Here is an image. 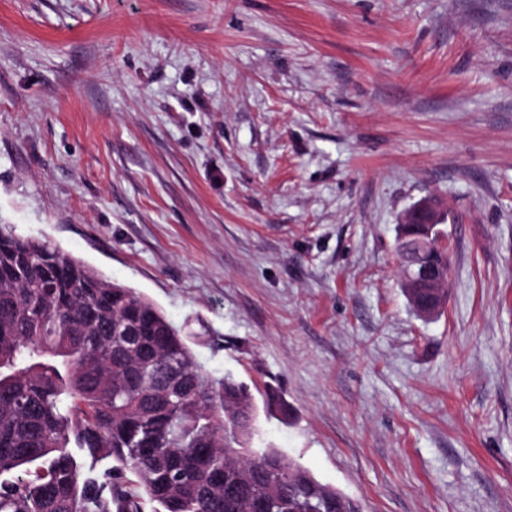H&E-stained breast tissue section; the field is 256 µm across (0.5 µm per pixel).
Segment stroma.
Returning a JSON list of instances; mask_svg holds the SVG:
<instances>
[{
	"mask_svg": "<svg viewBox=\"0 0 512 512\" xmlns=\"http://www.w3.org/2000/svg\"><path fill=\"white\" fill-rule=\"evenodd\" d=\"M0 226L276 387L253 448L364 512H512V0H0ZM445 209L439 208L429 202H420L409 211L402 224H398L400 231L397 238V249L403 260L413 263L414 274L421 279L425 270L430 278L440 288H446L448 284V258L450 240L448 231L443 227ZM422 224H430L426 230L427 236L432 238V247L428 250L417 252L415 239L425 232ZM448 238V248L443 241ZM438 242H442L440 245ZM446 290V289H445Z\"/></svg>",
	"mask_w": 512,
	"mask_h": 512,
	"instance_id": "1",
	"label": "stroma"
}]
</instances>
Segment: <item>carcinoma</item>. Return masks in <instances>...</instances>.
Wrapping results in <instances>:
<instances>
[{"mask_svg":"<svg viewBox=\"0 0 512 512\" xmlns=\"http://www.w3.org/2000/svg\"><path fill=\"white\" fill-rule=\"evenodd\" d=\"M399 228L402 259L446 287L448 231ZM256 410L150 300L0 229V512H363L253 448Z\"/></svg>","mask_w":512,"mask_h":512,"instance_id":"carcinoma-1","label":"carcinoma"}]
</instances>
